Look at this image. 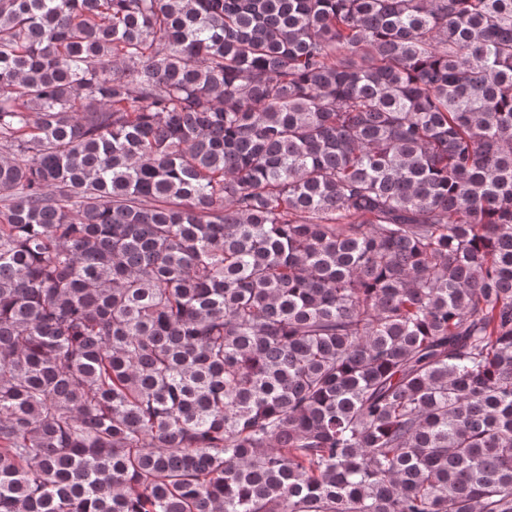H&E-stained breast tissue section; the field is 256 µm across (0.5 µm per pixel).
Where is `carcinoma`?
<instances>
[{
	"label": "carcinoma",
	"mask_w": 512,
	"mask_h": 512,
	"mask_svg": "<svg viewBox=\"0 0 512 512\" xmlns=\"http://www.w3.org/2000/svg\"><path fill=\"white\" fill-rule=\"evenodd\" d=\"M0 512H512V0H0Z\"/></svg>",
	"instance_id": "obj_1"
}]
</instances>
